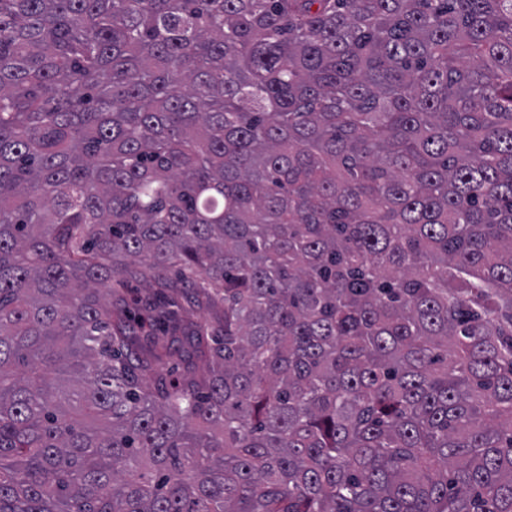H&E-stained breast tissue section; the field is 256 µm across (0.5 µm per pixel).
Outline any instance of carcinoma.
I'll list each match as a JSON object with an SVG mask.
<instances>
[{
  "instance_id": "cac0c4a2",
  "label": "carcinoma",
  "mask_w": 512,
  "mask_h": 512,
  "mask_svg": "<svg viewBox=\"0 0 512 512\" xmlns=\"http://www.w3.org/2000/svg\"><path fill=\"white\" fill-rule=\"evenodd\" d=\"M0 512H512V0H0ZM167 277L175 286L171 295L184 306L186 319L202 324H216L218 322L222 316V306L220 304L203 309L190 306L186 301V294L192 291V287L188 283L179 280L173 271H169ZM127 299L132 303L139 316V326L143 333L153 332V318L155 312L146 306V302L151 294L152 289L155 288V283L152 279H137L136 281L125 284Z\"/></svg>"
}]
</instances>
